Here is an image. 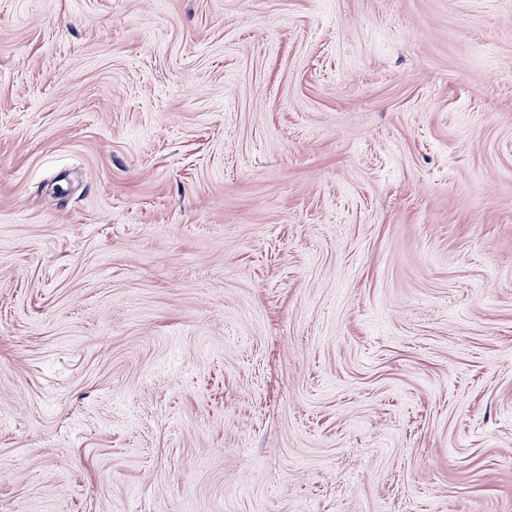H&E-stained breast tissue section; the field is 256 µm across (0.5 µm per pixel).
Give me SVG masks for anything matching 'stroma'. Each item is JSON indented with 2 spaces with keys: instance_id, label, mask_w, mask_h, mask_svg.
<instances>
[{
  "instance_id": "obj_1",
  "label": "stroma",
  "mask_w": 512,
  "mask_h": 512,
  "mask_svg": "<svg viewBox=\"0 0 512 512\" xmlns=\"http://www.w3.org/2000/svg\"><path fill=\"white\" fill-rule=\"evenodd\" d=\"M0 512H512V0H0Z\"/></svg>"
}]
</instances>
